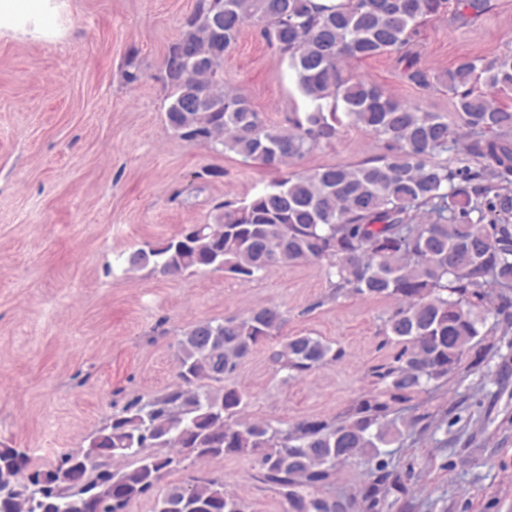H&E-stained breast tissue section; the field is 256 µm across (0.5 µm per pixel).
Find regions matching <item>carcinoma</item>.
I'll list each match as a JSON object with an SVG mask.
<instances>
[{"instance_id": "1", "label": "carcinoma", "mask_w": 512, "mask_h": 512, "mask_svg": "<svg viewBox=\"0 0 512 512\" xmlns=\"http://www.w3.org/2000/svg\"><path fill=\"white\" fill-rule=\"evenodd\" d=\"M448 0H196L169 46L161 79L171 103L165 122L182 141L229 150L275 172L248 201L216 207L212 224H185L162 243L128 253L130 270L179 277L222 271L242 284L279 264L319 263L338 293L388 298L384 335L394 352L372 369L385 390L355 400L344 418H304L286 428L245 418L248 395L224 384L255 348L280 335L277 305L221 321L201 320L178 339L176 381L138 396L76 448L35 465L27 451L0 448V512H126L153 498L152 512H246L224 480L192 476L158 491L163 476L198 461L257 456L259 479L281 490L289 512H336L348 505L322 493L336 466L363 455L371 480L361 512H381L399 489L381 448L414 423L399 416L432 382L457 376L484 342L489 315L512 318V109L495 95L512 91V52L483 63L463 57L443 73L413 63L405 80L436 82L457 98L465 131L435 112L402 103L379 87L345 78L341 65L381 54L410 57L418 26ZM488 0H456L459 16H479ZM253 25L287 60L310 111L270 124L247 98L224 88V56ZM483 83L485 90L475 89ZM348 123L386 144L355 164L297 171V161L336 139ZM464 141L487 165L454 168L436 160ZM340 352L309 335L285 336L272 361L296 378ZM118 460L128 464L115 468Z\"/></svg>"}]
</instances>
